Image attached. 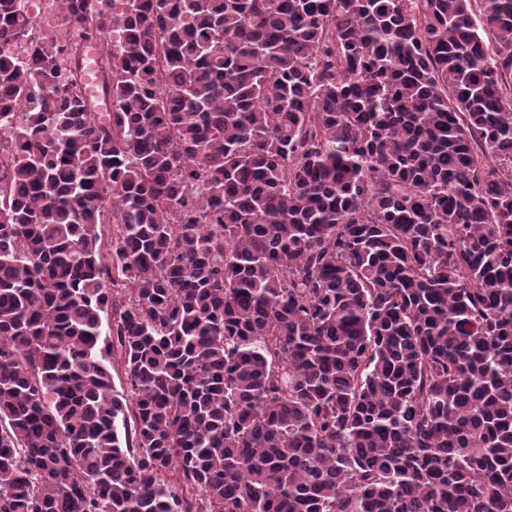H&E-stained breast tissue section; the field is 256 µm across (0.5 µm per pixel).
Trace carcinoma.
I'll return each instance as SVG.
<instances>
[{
	"label": "carcinoma",
	"instance_id": "obj_1",
	"mask_svg": "<svg viewBox=\"0 0 512 512\" xmlns=\"http://www.w3.org/2000/svg\"><path fill=\"white\" fill-rule=\"evenodd\" d=\"M62 2L0 0V512H512V0ZM17 5L30 16L35 17L42 28H50L53 36L67 40L69 32L57 24V16L61 13L56 0H16ZM37 13V14H36Z\"/></svg>",
	"mask_w": 512,
	"mask_h": 512
}]
</instances>
